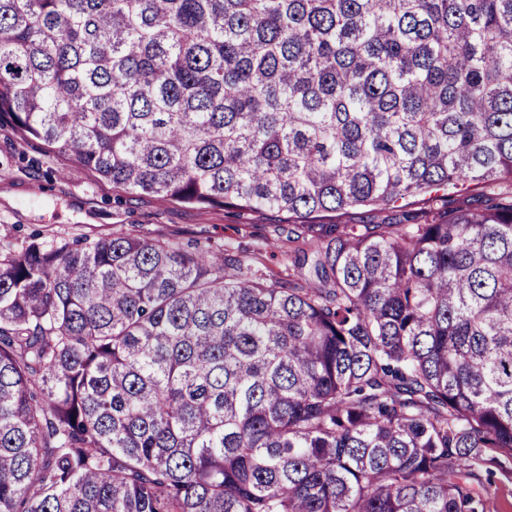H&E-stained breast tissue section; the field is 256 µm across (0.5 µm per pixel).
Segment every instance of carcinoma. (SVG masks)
Wrapping results in <instances>:
<instances>
[{
	"label": "carcinoma",
	"instance_id": "obj_1",
	"mask_svg": "<svg viewBox=\"0 0 512 512\" xmlns=\"http://www.w3.org/2000/svg\"><path fill=\"white\" fill-rule=\"evenodd\" d=\"M276 212L298 276L0 244V512H488L512 479V0H0V120ZM443 202L393 224L352 207ZM395 212L384 211V212H372L366 209H351L342 215H336L332 218L336 224H381V222H392V218L395 217Z\"/></svg>",
	"mask_w": 512,
	"mask_h": 512
}]
</instances>
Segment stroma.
Instances as JSON below:
<instances>
[{"instance_id": "35a3bbf8", "label": "stroma", "mask_w": 512, "mask_h": 512, "mask_svg": "<svg viewBox=\"0 0 512 512\" xmlns=\"http://www.w3.org/2000/svg\"><path fill=\"white\" fill-rule=\"evenodd\" d=\"M274 213L235 215L152 195H118L111 185L72 159L30 143L0 124V240L19 243L37 233L45 240L93 242L124 232L172 238L182 244L213 241L259 251L267 275L285 276L286 237L273 229Z\"/></svg>"}]
</instances>
